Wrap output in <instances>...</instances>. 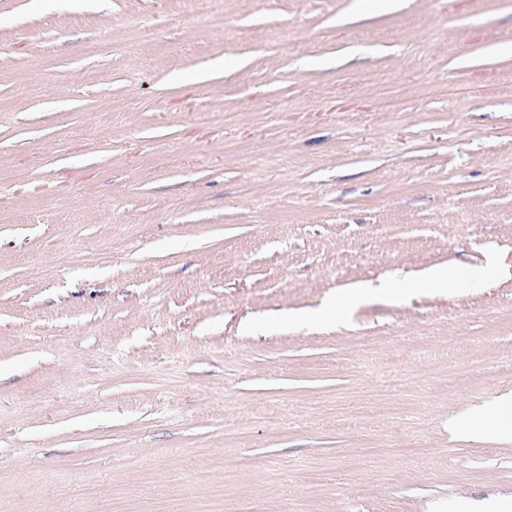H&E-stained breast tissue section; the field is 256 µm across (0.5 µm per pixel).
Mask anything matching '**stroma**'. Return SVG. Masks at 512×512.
Wrapping results in <instances>:
<instances>
[{"instance_id": "stroma-1", "label": "stroma", "mask_w": 512, "mask_h": 512, "mask_svg": "<svg viewBox=\"0 0 512 512\" xmlns=\"http://www.w3.org/2000/svg\"><path fill=\"white\" fill-rule=\"evenodd\" d=\"M505 388L512 0H0V512L512 495ZM423 280L431 288H459L463 284L460 275L448 267L434 269L427 273ZM506 405L511 406L512 392L503 393L468 414L464 419L454 421L450 428L455 433H464L466 437L479 441L490 436H508L512 432L511 419L504 412Z\"/></svg>"}]
</instances>
